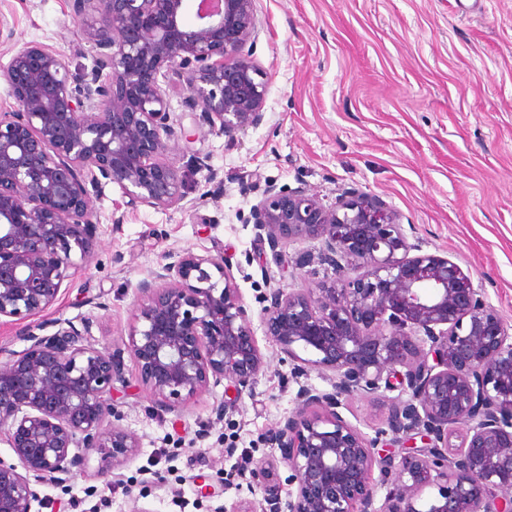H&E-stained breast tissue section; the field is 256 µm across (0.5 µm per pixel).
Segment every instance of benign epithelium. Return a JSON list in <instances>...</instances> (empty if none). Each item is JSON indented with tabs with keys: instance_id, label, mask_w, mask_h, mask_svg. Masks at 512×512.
Segmentation results:
<instances>
[{
	"instance_id": "1",
	"label": "benign epithelium",
	"mask_w": 512,
	"mask_h": 512,
	"mask_svg": "<svg viewBox=\"0 0 512 512\" xmlns=\"http://www.w3.org/2000/svg\"><path fill=\"white\" fill-rule=\"evenodd\" d=\"M69 2L91 68L73 71L65 55L29 42L0 70L14 100L0 112V324L19 326L27 343L0 348V439L16 458H0V512H32L39 486L73 481L92 453L109 488L140 447L116 424L122 349L94 348L87 320H35L95 252L94 199L112 183L131 206L174 207L184 194L173 143L185 142L186 165L203 166L197 132L218 124L232 137L265 120L269 78L245 53L258 32L255 0H196L192 20L187 0ZM173 94L193 129L174 118ZM252 219L273 256L315 240L336 270L311 291L257 296L265 335L298 362L293 378L309 366L336 376L330 391L300 386L297 409L270 436L295 487L286 506L272 463L242 465L269 512H512V327L471 277L421 252L401 216L365 192L325 206L271 184ZM137 299L129 351L157 406L224 380L238 397L253 391L267 362L224 255L166 252ZM396 384L408 399L387 425L412 446L398 463L339 412L348 397ZM458 425L466 431L453 446ZM375 468L398 470L379 508ZM428 486L438 497L422 511L416 496Z\"/></svg>"
}]
</instances>
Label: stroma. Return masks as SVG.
<instances>
[{
  "label": "stroma",
  "instance_id": "stroma-1",
  "mask_svg": "<svg viewBox=\"0 0 512 512\" xmlns=\"http://www.w3.org/2000/svg\"><path fill=\"white\" fill-rule=\"evenodd\" d=\"M472 2L256 0L251 54L270 77L264 123L231 138L203 131L194 147L206 167L182 171L186 207L130 208L118 186H105L94 201L95 253L43 318L90 319L94 347L126 352L136 286L164 252H221L269 368L249 394L221 384L165 412L126 352L113 399L139 440L136 456L115 467L107 490L101 456L91 454L68 487L41 485L34 512H265L262 489L239 474L246 460L275 461L288 492V467L269 436L295 408L300 385L326 390L333 374L311 369L293 379L292 360L265 335L256 296L315 287L329 269L317 259L319 242L291 243L277 259L257 241L251 210L267 184L308 190L327 206L353 189L380 197L409 225L410 242L458 264L512 326V0H480L477 10ZM0 18L15 31L13 46L39 42L73 68L92 66L68 0H0ZM13 46L0 45V68ZM303 252L311 261L299 269L293 258ZM98 294L104 307L87 302ZM402 398L397 387L355 395L340 413L371 439ZM202 480L214 494L199 493Z\"/></svg>",
  "mask_w": 512,
  "mask_h": 512
}]
</instances>
